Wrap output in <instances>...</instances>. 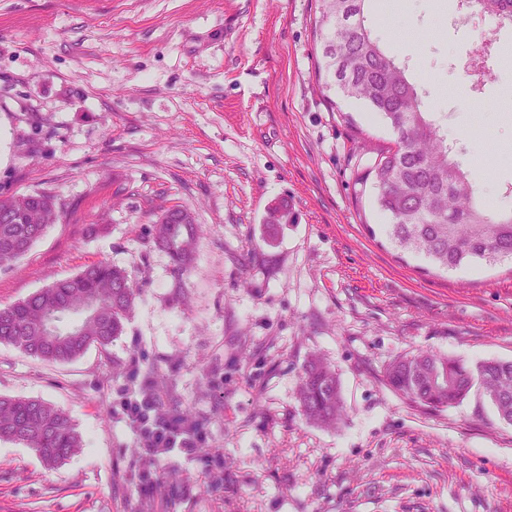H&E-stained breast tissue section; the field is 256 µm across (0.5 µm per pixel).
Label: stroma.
I'll use <instances>...</instances> for the list:
<instances>
[{
  "label": "stroma",
  "instance_id": "stroma-1",
  "mask_svg": "<svg viewBox=\"0 0 512 512\" xmlns=\"http://www.w3.org/2000/svg\"><path fill=\"white\" fill-rule=\"evenodd\" d=\"M316 0H0V198L50 193L58 221L0 267V308L100 261L138 290L107 349L48 364L0 343V395L64 410L85 447L49 468L0 452V512H512V424L478 391L433 409L388 364L512 360V259L457 270L398 250L360 180L393 137L324 90ZM460 0H368V23L462 144L483 202L512 209V57L478 96ZM202 227L174 279L160 208ZM336 372L344 417L305 421L302 367ZM152 368L207 416L155 460L116 413ZM219 449L212 457L211 449ZM222 483H214L215 472Z\"/></svg>",
  "mask_w": 512,
  "mask_h": 512
}]
</instances>
